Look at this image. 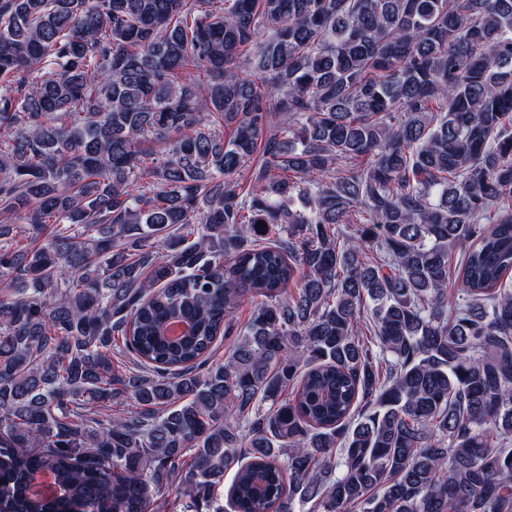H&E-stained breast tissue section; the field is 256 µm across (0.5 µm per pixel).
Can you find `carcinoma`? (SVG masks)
Returning a JSON list of instances; mask_svg holds the SVG:
<instances>
[{
  "mask_svg": "<svg viewBox=\"0 0 512 512\" xmlns=\"http://www.w3.org/2000/svg\"><path fill=\"white\" fill-rule=\"evenodd\" d=\"M231 468L512 512V0H0V512Z\"/></svg>",
  "mask_w": 512,
  "mask_h": 512,
  "instance_id": "cac0c4a2",
  "label": "carcinoma"
}]
</instances>
